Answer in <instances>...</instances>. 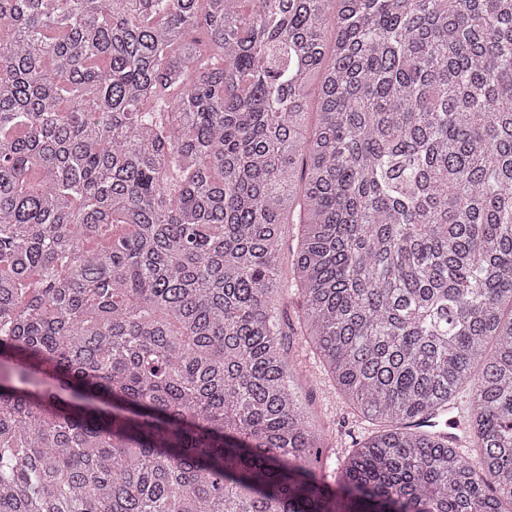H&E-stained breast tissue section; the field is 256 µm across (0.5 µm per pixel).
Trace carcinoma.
<instances>
[{"label":"carcinoma","instance_id":"obj_1","mask_svg":"<svg viewBox=\"0 0 512 512\" xmlns=\"http://www.w3.org/2000/svg\"><path fill=\"white\" fill-rule=\"evenodd\" d=\"M0 512H512V0H0ZM291 350L301 361L302 383L312 388V407L324 428L327 442L326 471L331 472L358 444L377 430V424L355 412L329 378L303 336H291ZM455 408L457 409L456 413H453L455 415L448 419V428L454 431H445V436L448 437V441L453 443V448H461V450L464 451V449L467 448L466 440L464 435H461L459 432H463L464 429L467 406L457 403ZM465 459L472 462L474 465L477 463L478 458L475 448H467Z\"/></svg>","mask_w":512,"mask_h":512}]
</instances>
